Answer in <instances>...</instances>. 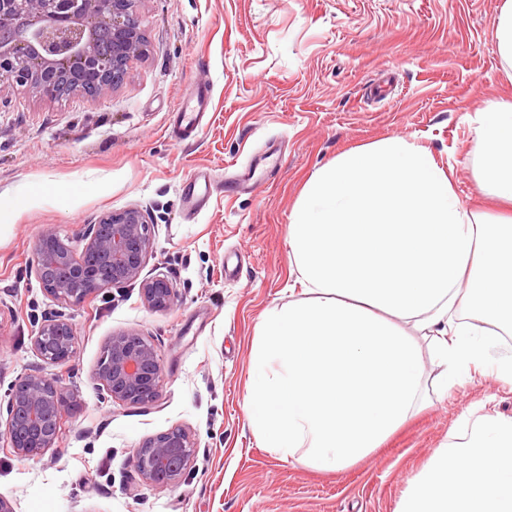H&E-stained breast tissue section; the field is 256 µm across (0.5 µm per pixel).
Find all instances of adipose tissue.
Masks as SVG:
<instances>
[{
	"instance_id": "obj_1",
	"label": "adipose tissue",
	"mask_w": 512,
	"mask_h": 512,
	"mask_svg": "<svg viewBox=\"0 0 512 512\" xmlns=\"http://www.w3.org/2000/svg\"><path fill=\"white\" fill-rule=\"evenodd\" d=\"M478 183L512 205V99L477 113ZM293 281L253 351L249 426L263 447L321 470L380 448L439 391L492 371L512 384V216L465 206L429 149L400 136L317 168L286 238ZM395 512H512V416H461Z\"/></svg>"
}]
</instances>
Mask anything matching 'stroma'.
I'll list each match as a JSON object with an SVG mask.
<instances>
[{
    "label": "stroma",
    "instance_id": "obj_1",
    "mask_svg": "<svg viewBox=\"0 0 512 512\" xmlns=\"http://www.w3.org/2000/svg\"><path fill=\"white\" fill-rule=\"evenodd\" d=\"M501 0H141L147 54L105 101L48 106L0 89V401L30 373L57 378L79 406L59 447L35 458L0 448V496L14 512H394L410 480L464 413L490 404L512 416V386L479 376L434 401L365 460L326 472L259 447L245 397L258 324L287 303L285 238L310 174L342 151L392 136L451 167L462 202L492 213L477 186L476 112L512 98L500 57ZM208 87L210 125L179 142V101ZM249 190L223 182L243 164ZM218 183L198 212L183 189L198 171ZM136 206L153 221L144 275L172 280L176 306L155 311L138 286L59 307L35 275L48 228L83 248L88 225ZM63 310L73 359L48 364L31 338ZM135 330L157 347L162 391L150 405L101 398L93 373L112 334ZM174 427L195 443L175 485L144 483L132 456ZM96 482H86L89 472Z\"/></svg>",
    "mask_w": 512,
    "mask_h": 512
}]
</instances>
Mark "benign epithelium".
Returning a JSON list of instances; mask_svg holds the SVG:
<instances>
[{"label": "benign epithelium", "instance_id": "7a95c632", "mask_svg": "<svg viewBox=\"0 0 512 512\" xmlns=\"http://www.w3.org/2000/svg\"><path fill=\"white\" fill-rule=\"evenodd\" d=\"M138 0H0V88L31 91L54 105L73 94L103 100L123 84L130 63L146 51L137 12ZM151 222L138 207L111 210L88 226L78 258L53 229L36 240L35 275L59 303L79 305L107 288L140 283L145 304L155 311L172 309L173 283L163 274L141 277L151 248ZM73 324L57 314L42 316L32 348L45 362L63 364L76 353ZM97 390L123 405L158 400L162 367L155 345L130 330L112 335L94 370ZM77 399L54 378L28 374L7 392L5 429L9 448L21 457H36L59 442L60 422ZM194 455V442L176 427L147 437L133 454L143 481L156 487L179 482Z\"/></svg>", "mask_w": 512, "mask_h": 512}]
</instances>
